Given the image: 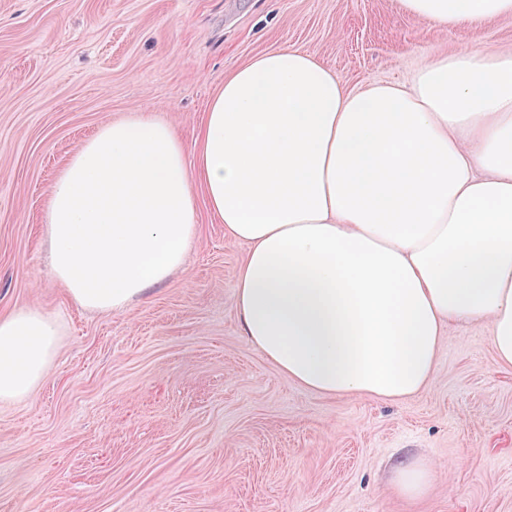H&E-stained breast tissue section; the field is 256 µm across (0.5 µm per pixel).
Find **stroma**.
I'll list each match as a JSON object with an SVG mask.
<instances>
[{
	"label": "stroma",
	"instance_id": "1",
	"mask_svg": "<svg viewBox=\"0 0 512 512\" xmlns=\"http://www.w3.org/2000/svg\"><path fill=\"white\" fill-rule=\"evenodd\" d=\"M280 45L348 88L409 82L456 50H512V16L448 30L394 0H0V316L59 320L58 352L0 403V512H512V368L486 327L445 331L432 385L397 402L288 380L242 336L246 253L197 198L198 237L119 311L50 268V188L104 123L165 121L193 147L225 78ZM435 475L403 497L413 460ZM432 466L428 461H418L398 468L394 473V483L400 493L408 499L422 496L427 490L431 477Z\"/></svg>",
	"mask_w": 512,
	"mask_h": 512
}]
</instances>
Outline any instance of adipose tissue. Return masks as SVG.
<instances>
[{
  "label": "adipose tissue",
  "instance_id": "1",
  "mask_svg": "<svg viewBox=\"0 0 512 512\" xmlns=\"http://www.w3.org/2000/svg\"><path fill=\"white\" fill-rule=\"evenodd\" d=\"M448 27L512 16V0H395ZM247 245L244 338L326 396L426 390L452 323L487 326L512 366V52L458 50L410 82L348 89L278 46L224 80L194 151L152 119L105 124L50 192L53 271L114 311L169 280L196 240L195 186ZM61 332L36 309L0 318V402L47 375Z\"/></svg>",
  "mask_w": 512,
  "mask_h": 512
}]
</instances>
